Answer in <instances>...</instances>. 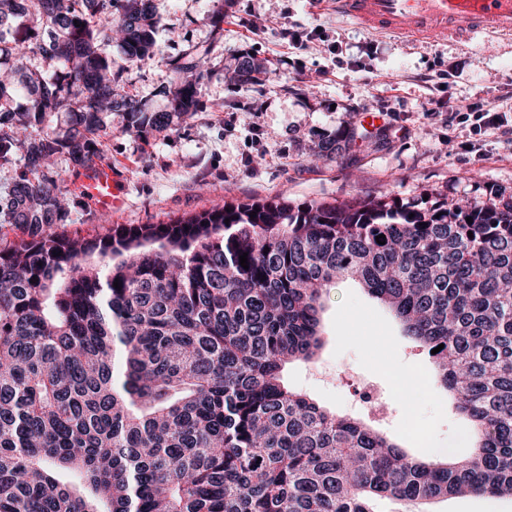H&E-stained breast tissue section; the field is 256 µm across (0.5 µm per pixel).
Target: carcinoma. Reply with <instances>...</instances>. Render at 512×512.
Wrapping results in <instances>:
<instances>
[{
  "label": "carcinoma",
  "mask_w": 512,
  "mask_h": 512,
  "mask_svg": "<svg viewBox=\"0 0 512 512\" xmlns=\"http://www.w3.org/2000/svg\"><path fill=\"white\" fill-rule=\"evenodd\" d=\"M24 2L0 0V58L40 56L62 77L18 66L0 76V164L19 166L0 191V224L21 230L0 242V512H378L384 499L512 498V200L429 210L271 199L58 235L68 198L56 154L93 167L118 108L136 135L191 116L204 74L182 63L174 112H147L119 93L105 47L117 39L128 60L148 58L153 0ZM235 72L253 85L267 75L250 57ZM346 279L424 348L444 345L430 358L480 435L472 456L410 459L284 382L286 364L320 349L323 295Z\"/></svg>",
  "instance_id": "obj_1"
}]
</instances>
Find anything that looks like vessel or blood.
<instances>
[{
	"label": "vessel or blood",
	"mask_w": 512,
	"mask_h": 512,
	"mask_svg": "<svg viewBox=\"0 0 512 512\" xmlns=\"http://www.w3.org/2000/svg\"><path fill=\"white\" fill-rule=\"evenodd\" d=\"M331 5L337 15L370 31L470 39L512 34V0H331ZM81 191L103 211L124 201L120 180L107 165L88 170Z\"/></svg>",
	"instance_id": "1"
}]
</instances>
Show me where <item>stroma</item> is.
Masks as SVG:
<instances>
[{
	"label": "stroma",
	"instance_id": "1",
	"mask_svg": "<svg viewBox=\"0 0 512 512\" xmlns=\"http://www.w3.org/2000/svg\"><path fill=\"white\" fill-rule=\"evenodd\" d=\"M161 19L154 53L130 62L109 49L121 92L149 112L170 111L169 89L184 60L205 77L192 117L174 119L142 139L123 132L121 113L107 117L99 161L125 186L119 208L102 211L82 197V170L67 153L55 163L68 205L58 232L101 237L116 224H167L221 204L284 198L288 203L343 204L379 199L408 203L427 197L463 206L512 196V144L491 130L471 135L462 125L424 117L430 98L479 103L512 117V38L464 41L452 36L415 41L370 33L308 0H153ZM323 39L296 49L282 27ZM345 60L336 66L331 51ZM250 55L270 74L263 85L234 81L237 59ZM444 69L438 88L425 73ZM355 128L362 140L334 153L325 141ZM323 346L312 361L288 368V383L321 406L365 418L355 405L359 381L376 382L388 417L377 429L409 454L470 450L468 423L448 393L434 384L432 363L418 354L390 310L355 281L331 288L322 313ZM431 512H512V499L452 496Z\"/></svg>",
	"mask_w": 512,
	"mask_h": 512
}]
</instances>
